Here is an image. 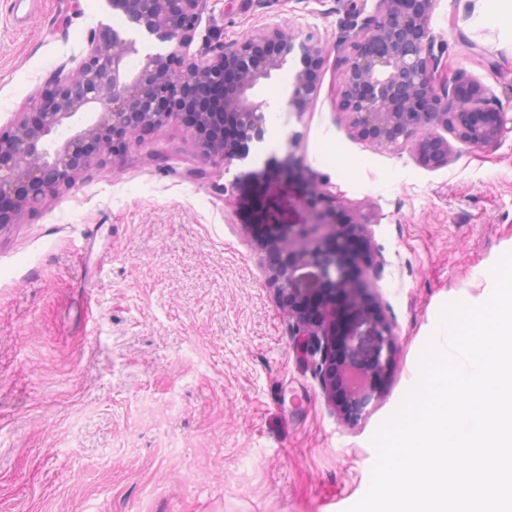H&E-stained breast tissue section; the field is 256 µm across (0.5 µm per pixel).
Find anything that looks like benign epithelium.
I'll list each match as a JSON object with an SVG mask.
<instances>
[{
    "label": "benign epithelium",
    "mask_w": 512,
    "mask_h": 512,
    "mask_svg": "<svg viewBox=\"0 0 512 512\" xmlns=\"http://www.w3.org/2000/svg\"><path fill=\"white\" fill-rule=\"evenodd\" d=\"M204 0H109L121 12L171 44L165 55L145 58L135 72L125 59L137 53L135 42L115 29L95 36L79 77L58 73L20 114L13 134L0 137V224H11L19 212L38 203L47 185L67 184L72 175L99 161L113 149L110 137L138 142L146 128L175 121L194 131L197 123L179 112H149L148 103L181 92L189 84L218 90L230 83L224 119L248 143L263 139L270 103L252 91L272 72L283 68L294 49L312 69L295 73L291 91L280 102L302 111L316 89L313 72L326 52L307 39L299 44L281 30H271L209 56L190 53ZM432 0H377L376 13L353 23L342 57V108L352 117L356 135L380 147L414 142L418 161L431 167L448 164L453 149L436 132L451 130L472 147L498 143L512 133V116L488 96L477 81L450 79L441 69L445 48L431 38L427 15ZM234 59L238 71L222 68ZM453 111H448V108ZM262 214L259 224L278 238L284 252L296 259L280 273L282 291L299 297L304 309L293 308L298 350L320 368L325 389L359 413L376 397L377 380L392 361L395 335L384 319L360 296L353 279V256L347 241L318 234L322 224L294 223L279 201L257 187ZM342 198L338 187L320 183L312 197L314 212L324 219Z\"/></svg>",
    "instance_id": "obj_1"
}]
</instances>
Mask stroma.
<instances>
[{"label":"stroma","instance_id":"35a3bbf8","mask_svg":"<svg viewBox=\"0 0 512 512\" xmlns=\"http://www.w3.org/2000/svg\"><path fill=\"white\" fill-rule=\"evenodd\" d=\"M481 10L434 0L428 31L449 76L512 113V21L485 24ZM350 19V0H206L193 49L277 28L327 50L305 112L278 103L299 52L257 86L277 145L227 166L160 125L0 226V512H348L365 495L373 438L417 384L442 308L486 302L512 252V133L482 149L453 141L436 168L408 145L367 146L338 94ZM108 28L136 41L129 69L170 49L107 0H41L21 29L0 0V135ZM284 177L296 222L317 183L335 184L365 216L364 260L384 262L366 296L395 330L393 360L356 416L296 350L258 242L255 189ZM88 224L100 231L84 253Z\"/></svg>","mask_w":512,"mask_h":512}]
</instances>
